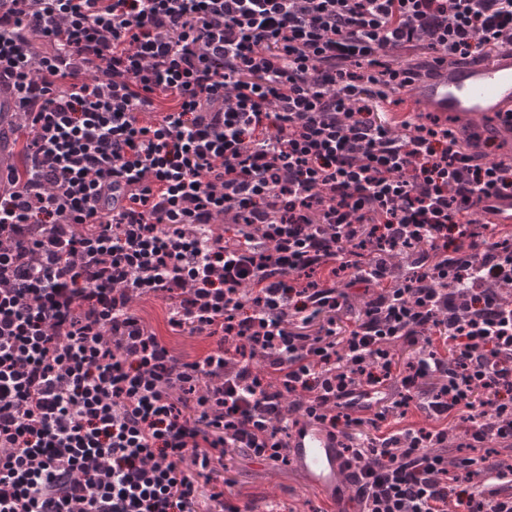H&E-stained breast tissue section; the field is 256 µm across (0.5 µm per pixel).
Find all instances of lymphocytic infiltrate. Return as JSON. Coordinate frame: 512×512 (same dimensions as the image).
Wrapping results in <instances>:
<instances>
[{"label": "lymphocytic infiltrate", "instance_id": "obj_1", "mask_svg": "<svg viewBox=\"0 0 512 512\" xmlns=\"http://www.w3.org/2000/svg\"><path fill=\"white\" fill-rule=\"evenodd\" d=\"M509 48L512 0H0V512H199L301 416L362 512H512V161L390 110ZM0 112L1 116H4L5 123L8 122L15 112H18L17 107V96L12 88H4L0 86ZM19 120L18 116L14 118L13 121L8 122L6 125L0 129V139L4 145H11L14 147V141L11 140V135L14 130V127ZM486 203L498 208L499 212L494 216V221L496 224H503L502 232L507 237L512 235V196L504 194L503 197H493ZM138 314L177 354L196 357L208 349L210 340L203 336L180 334L169 324V305L159 298H148L136 305Z\"/></svg>", "mask_w": 512, "mask_h": 512}]
</instances>
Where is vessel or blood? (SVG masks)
<instances>
[{
    "mask_svg": "<svg viewBox=\"0 0 512 512\" xmlns=\"http://www.w3.org/2000/svg\"><path fill=\"white\" fill-rule=\"evenodd\" d=\"M427 111L475 126L481 138L498 142L511 137L501 125V113L512 110V50L477 63L443 69L440 77L409 89ZM288 460L319 493L331 512H359L345 478L347 463L334 435L302 418L291 426Z\"/></svg>",
    "mask_w": 512,
    "mask_h": 512,
    "instance_id": "vessel-or-blood-1",
    "label": "vessel or blood"
}]
</instances>
